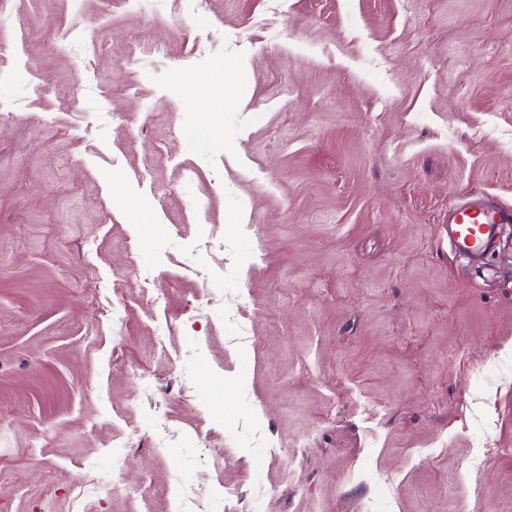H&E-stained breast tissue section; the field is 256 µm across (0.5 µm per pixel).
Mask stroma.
Instances as JSON below:
<instances>
[{
    "mask_svg": "<svg viewBox=\"0 0 512 512\" xmlns=\"http://www.w3.org/2000/svg\"><path fill=\"white\" fill-rule=\"evenodd\" d=\"M512 0H0V512H512ZM512 223L511 207H494L474 193L448 206V241L459 253L482 264L496 245L501 224Z\"/></svg>",
    "mask_w": 512,
    "mask_h": 512,
    "instance_id": "1",
    "label": "stroma"
}]
</instances>
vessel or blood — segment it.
Masks as SVG:
<instances>
[{
	"instance_id": "1",
	"label": "vessel or blood",
	"mask_w": 512,
	"mask_h": 512,
	"mask_svg": "<svg viewBox=\"0 0 512 512\" xmlns=\"http://www.w3.org/2000/svg\"><path fill=\"white\" fill-rule=\"evenodd\" d=\"M511 223V207L491 206L482 194L475 193L449 205L448 241L457 252L480 264L496 245L501 225Z\"/></svg>"
}]
</instances>
